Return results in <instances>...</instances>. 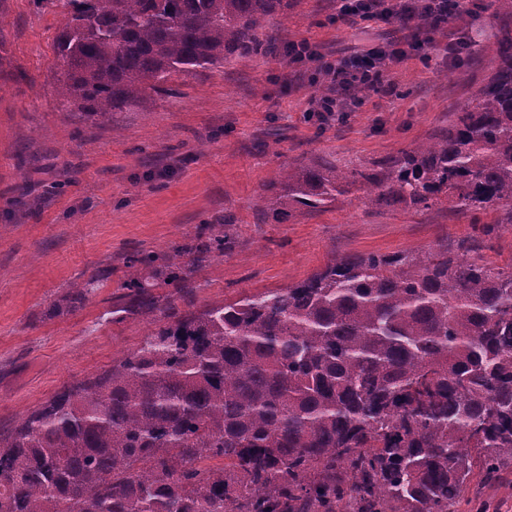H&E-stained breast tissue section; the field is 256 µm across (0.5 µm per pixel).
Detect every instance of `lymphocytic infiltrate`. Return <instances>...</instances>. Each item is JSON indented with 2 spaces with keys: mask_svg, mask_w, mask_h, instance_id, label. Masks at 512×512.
<instances>
[{
  "mask_svg": "<svg viewBox=\"0 0 512 512\" xmlns=\"http://www.w3.org/2000/svg\"><path fill=\"white\" fill-rule=\"evenodd\" d=\"M470 0H340L337 18L357 26L364 22H382L394 26L395 38L373 45L361 53L343 57L333 62L319 63L316 78L330 89V95L311 98L305 111L307 120L324 126L344 119L346 114L361 107L373 95H390L394 92L389 74L392 68L407 60L420 44L409 30V17L417 11L435 6L439 9L436 19L430 20L429 32L446 38L444 59L456 64L468 48L463 28L456 26V19L469 11Z\"/></svg>",
  "mask_w": 512,
  "mask_h": 512,
  "instance_id": "obj_1",
  "label": "lymphocytic infiltrate"
}]
</instances>
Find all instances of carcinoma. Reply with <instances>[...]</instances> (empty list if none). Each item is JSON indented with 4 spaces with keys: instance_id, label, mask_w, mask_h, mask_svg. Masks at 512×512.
I'll list each match as a JSON object with an SVG mask.
<instances>
[{
    "instance_id": "carcinoma-1",
    "label": "carcinoma",
    "mask_w": 512,
    "mask_h": 512,
    "mask_svg": "<svg viewBox=\"0 0 512 512\" xmlns=\"http://www.w3.org/2000/svg\"><path fill=\"white\" fill-rule=\"evenodd\" d=\"M57 93L110 121L224 59L265 54L288 0H63ZM443 203L512 224V25L487 82L435 140L379 170L285 168L267 214ZM211 224L129 261L140 346L0 434V512H461L512 468V266L442 250L336 257L287 288L201 312L159 305L234 246ZM205 458L224 465L202 464Z\"/></svg>"
}]
</instances>
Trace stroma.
Here are the masks:
<instances>
[{"label":"stroma","instance_id":"1","mask_svg":"<svg viewBox=\"0 0 512 512\" xmlns=\"http://www.w3.org/2000/svg\"><path fill=\"white\" fill-rule=\"evenodd\" d=\"M473 2L460 21L473 42L461 63L443 65L425 45L394 68L396 98L370 97L321 128L304 119L316 65L289 63L285 45L305 38L333 61L392 31L335 21L336 0H288L262 22L274 53L184 77L111 123L57 97L62 9L0 0V433L140 345L149 318L122 310L130 256L172 253L225 217L234 219V249L195 267L188 292L154 289L161 303L201 311L296 284L338 255L446 246L512 262V224L497 208L477 217L447 206L378 208L355 187L282 223L262 216L266 187L283 168H371L456 120L488 78L506 23L494 0ZM93 276L98 284L80 304L53 312Z\"/></svg>","mask_w":512,"mask_h":512}]
</instances>
